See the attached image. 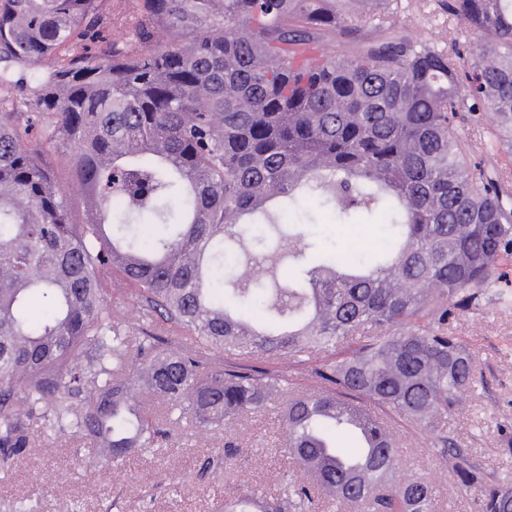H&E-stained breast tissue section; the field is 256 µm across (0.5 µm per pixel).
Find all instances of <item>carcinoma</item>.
<instances>
[{"label":"carcinoma","mask_w":512,"mask_h":512,"mask_svg":"<svg viewBox=\"0 0 512 512\" xmlns=\"http://www.w3.org/2000/svg\"><path fill=\"white\" fill-rule=\"evenodd\" d=\"M438 5L464 22L447 42L412 35L397 0H0L1 459L36 424L107 468L165 438L143 398L213 429L288 385L244 362L341 348L321 391L284 397L283 453L312 482L224 512H435L431 481L394 478L399 444L368 401L431 434L477 512H512V486L435 425L473 384L446 324L512 251V189L455 131L466 112L512 121V0ZM333 36L353 53L319 47ZM57 143L79 220L42 160ZM302 197L383 242L310 262L285 230ZM115 280L149 324L135 343ZM160 323L194 348H165ZM353 417L377 448L358 474L332 437ZM127 287L113 286L112 284V317L115 322L121 325L122 330L126 336L135 337L140 336L143 325L141 319L142 310L135 299L127 292Z\"/></svg>","instance_id":"carcinoma-1"}]
</instances>
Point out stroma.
Instances as JSON below:
<instances>
[{"label": "stroma", "instance_id": "obj_1", "mask_svg": "<svg viewBox=\"0 0 512 512\" xmlns=\"http://www.w3.org/2000/svg\"><path fill=\"white\" fill-rule=\"evenodd\" d=\"M407 5L409 29L416 35L447 37L460 21L436 9L435 0H401ZM473 158L498 146L497 167L512 178V152L500 148L487 116L472 118L460 128ZM304 209L311 218L307 231L321 244L343 251L376 236L369 224H339L316 200ZM501 277L486 288L478 306L457 310L448 330L475 356L474 387L459 399L440 424L469 449L476 467L491 481L512 479V254L502 257ZM256 367L288 378L291 391H317L321 380L312 363L297 359H259ZM402 446L396 475L401 480L428 477L435 489L437 512H474L476 490H463L448 459L431 446L430 436L399 418L388 421ZM172 439L147 454H137L121 467L106 471L80 465L89 455L88 442L44 440L31 429V446L11 464H0V512H224V499L249 491L276 494L283 473L309 482L282 453L284 430L277 407L248 414L224 427L201 431L188 420L171 427ZM240 444L242 456L231 464L208 467L228 441Z\"/></svg>", "mask_w": 512, "mask_h": 512}]
</instances>
